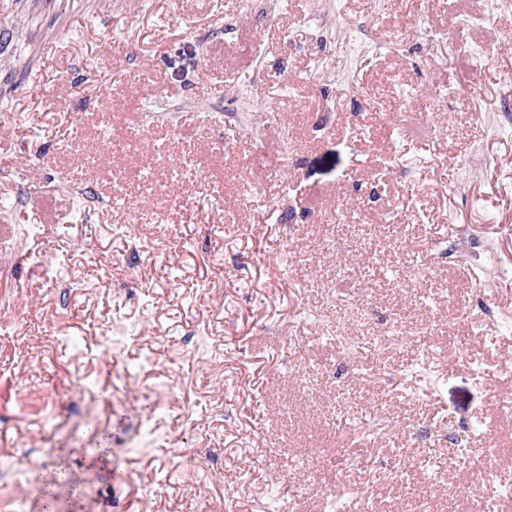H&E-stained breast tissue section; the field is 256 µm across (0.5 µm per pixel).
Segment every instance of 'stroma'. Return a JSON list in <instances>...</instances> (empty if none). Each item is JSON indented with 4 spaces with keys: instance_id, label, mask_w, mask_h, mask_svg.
<instances>
[{
    "instance_id": "obj_1",
    "label": "stroma",
    "mask_w": 512,
    "mask_h": 512,
    "mask_svg": "<svg viewBox=\"0 0 512 512\" xmlns=\"http://www.w3.org/2000/svg\"><path fill=\"white\" fill-rule=\"evenodd\" d=\"M266 3L0 0V225L31 255L0 258V512H277L291 494L295 512H417L421 493L480 512L446 416L481 424L469 454L512 487V15L428 0L431 45L396 31L402 0ZM361 21L374 43L352 57ZM260 142L288 152L276 176L249 169ZM182 158L201 178H170ZM376 181L383 221L359 203ZM461 236L498 273L448 257ZM340 276L403 336L342 373L320 320ZM483 286L498 314L475 331L461 312ZM76 374L92 395L74 406ZM25 452L37 480L18 484Z\"/></svg>"
}]
</instances>
